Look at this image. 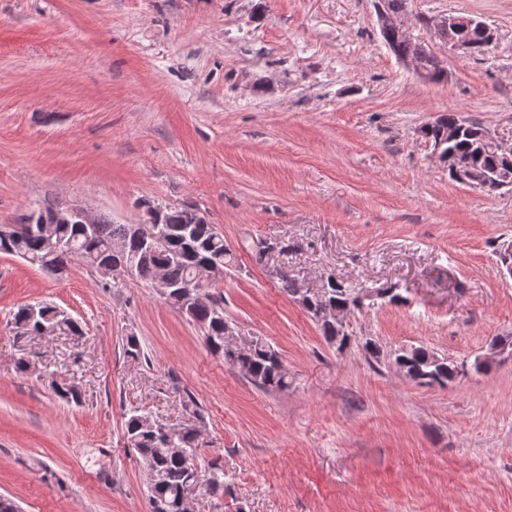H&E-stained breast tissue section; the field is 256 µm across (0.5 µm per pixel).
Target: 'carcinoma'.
<instances>
[{"label":"carcinoma","instance_id":"carcinoma-1","mask_svg":"<svg viewBox=\"0 0 512 512\" xmlns=\"http://www.w3.org/2000/svg\"><path fill=\"white\" fill-rule=\"evenodd\" d=\"M382 39L398 59L417 58L422 61L425 79L441 83L447 80L436 67L434 50L425 42H417L408 33L393 30L381 32ZM486 129L455 112L438 116L421 127V137L443 152L453 153L468 165L472 186L488 193L489 181L512 186V156L484 149ZM159 229L158 237L149 242L133 230L131 224H110L79 209L82 216L59 214V209L46 207L34 214H25L16 224L0 231V252L16 255L41 269L63 275L71 262L77 260L94 269L103 279L114 278L112 270L128 268L147 284L163 277L170 285L165 302L177 310H186V317L202 331L209 350L227 356L231 343L225 336L224 324L240 326L224 317V298L212 289L224 282V272L236 263V255L224 235L215 231L204 213L196 206L181 208L152 206ZM36 219L35 230L26 228ZM288 246L272 242L266 250L255 251L257 262L277 271L276 280L282 291L298 304L318 325L325 341L342 351L349 347L351 336L347 325L322 315L326 308L363 310L359 296L346 281L335 279L305 288L287 269L278 263ZM380 303L400 304L406 299L396 284L380 287ZM15 322H26L29 332L38 335L40 327L70 336L81 335L77 321L62 309L48 303L27 304L14 314ZM233 367L250 383L266 393L288 388V369L281 354L263 337L252 336L231 355ZM388 363L402 371L408 380L421 386L446 387L459 375L458 366L428 348L410 346L388 355ZM58 397L79 404L80 391L73 385L52 381ZM127 445L136 450L148 474V496L151 512H183L182 493L185 485L198 478L210 485L224 486V473L215 463L198 471L195 442L199 432L192 426L162 429L158 423L137 410L125 421Z\"/></svg>","mask_w":512,"mask_h":512}]
</instances>
